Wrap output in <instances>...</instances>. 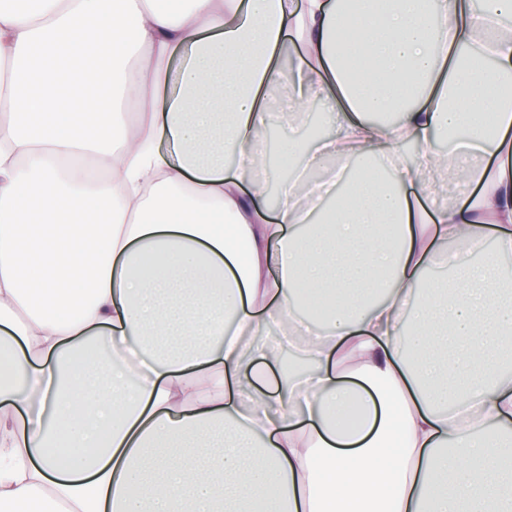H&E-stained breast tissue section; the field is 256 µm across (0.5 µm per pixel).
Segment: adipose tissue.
I'll return each mask as SVG.
<instances>
[{
	"mask_svg": "<svg viewBox=\"0 0 512 512\" xmlns=\"http://www.w3.org/2000/svg\"><path fill=\"white\" fill-rule=\"evenodd\" d=\"M32 2L0 7V512H487L512 477V300L488 292L512 0ZM134 75L172 88L135 123ZM283 93L332 130L279 139L271 206L257 140ZM303 289L330 322L262 393L255 331ZM226 430L194 466L160 454Z\"/></svg>",
	"mask_w": 512,
	"mask_h": 512,
	"instance_id": "adipose-tissue-1",
	"label": "adipose tissue"
}]
</instances>
